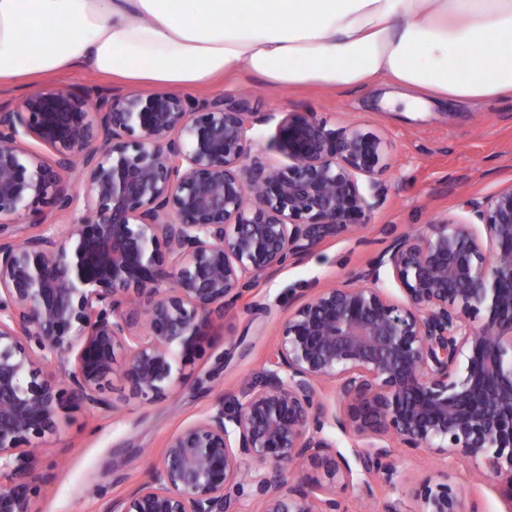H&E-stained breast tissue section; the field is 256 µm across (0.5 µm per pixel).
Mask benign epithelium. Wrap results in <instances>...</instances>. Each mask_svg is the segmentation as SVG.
<instances>
[{"mask_svg": "<svg viewBox=\"0 0 512 512\" xmlns=\"http://www.w3.org/2000/svg\"><path fill=\"white\" fill-rule=\"evenodd\" d=\"M271 122L285 166L250 156L249 132ZM388 148L314 112L168 91L44 88L0 105V512H36L37 441L73 409H115L116 374L165 397L176 358L257 278L371 223ZM465 208L306 297L261 384L177 430L106 512H235L241 498L342 512L356 478L370 497L396 490L399 448L481 465L512 512V184ZM338 433L361 442L355 463ZM250 462L263 468L241 477ZM413 497L417 512H480L447 474Z\"/></svg>", "mask_w": 512, "mask_h": 512, "instance_id": "1", "label": "benign epithelium"}]
</instances>
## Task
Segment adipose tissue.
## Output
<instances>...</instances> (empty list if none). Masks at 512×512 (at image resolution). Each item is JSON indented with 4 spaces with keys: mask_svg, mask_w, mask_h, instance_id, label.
<instances>
[{
    "mask_svg": "<svg viewBox=\"0 0 512 512\" xmlns=\"http://www.w3.org/2000/svg\"><path fill=\"white\" fill-rule=\"evenodd\" d=\"M89 70L192 91L387 85L425 101L512 97V0H0V86Z\"/></svg>",
    "mask_w": 512,
    "mask_h": 512,
    "instance_id": "ef3b65f1",
    "label": "adipose tissue"
}]
</instances>
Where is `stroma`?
Listing matches in <instances>:
<instances>
[{
  "label": "stroma",
  "mask_w": 512,
  "mask_h": 512,
  "mask_svg": "<svg viewBox=\"0 0 512 512\" xmlns=\"http://www.w3.org/2000/svg\"><path fill=\"white\" fill-rule=\"evenodd\" d=\"M383 87L330 91L274 90L251 75L224 79V98L256 112L313 111L337 126L381 133L389 143L385 200L359 235L322 243L300 262L257 286L210 327L191 363L180 366L170 395L150 401L126 396L115 410L78 409L40 444L37 470L49 475L38 512H105L114 499L148 480L169 436L197 419L220 396H241L258 383L281 325L301 290L340 286L372 262L396 236L429 221L462 215V201H484L512 184V99L491 104H439L425 112H391ZM476 465L400 454L403 481L394 492L415 512V485L449 472L481 512H506L496 482L473 488Z\"/></svg>",
  "instance_id": "35a3bbf8"
}]
</instances>
